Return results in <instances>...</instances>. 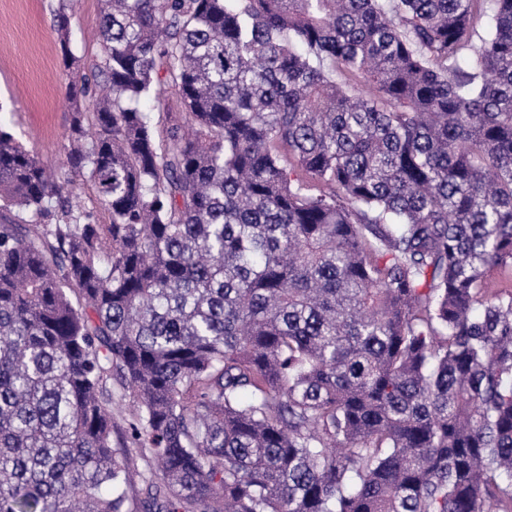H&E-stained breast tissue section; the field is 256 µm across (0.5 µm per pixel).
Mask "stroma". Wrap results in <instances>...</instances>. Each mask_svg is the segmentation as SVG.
Returning a JSON list of instances; mask_svg holds the SVG:
<instances>
[{"label": "stroma", "instance_id": "obj_1", "mask_svg": "<svg viewBox=\"0 0 512 512\" xmlns=\"http://www.w3.org/2000/svg\"><path fill=\"white\" fill-rule=\"evenodd\" d=\"M59 0H0V119L48 167L64 159L75 106L54 31ZM101 0H73L71 49L81 62L99 51L93 21Z\"/></svg>", "mask_w": 512, "mask_h": 512}]
</instances>
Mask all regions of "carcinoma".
I'll return each instance as SVG.
<instances>
[{
	"label": "carcinoma",
	"mask_w": 512,
	"mask_h": 512,
	"mask_svg": "<svg viewBox=\"0 0 512 512\" xmlns=\"http://www.w3.org/2000/svg\"><path fill=\"white\" fill-rule=\"evenodd\" d=\"M94 26L64 164L0 126V512H512V0Z\"/></svg>",
	"instance_id": "obj_1"
}]
</instances>
